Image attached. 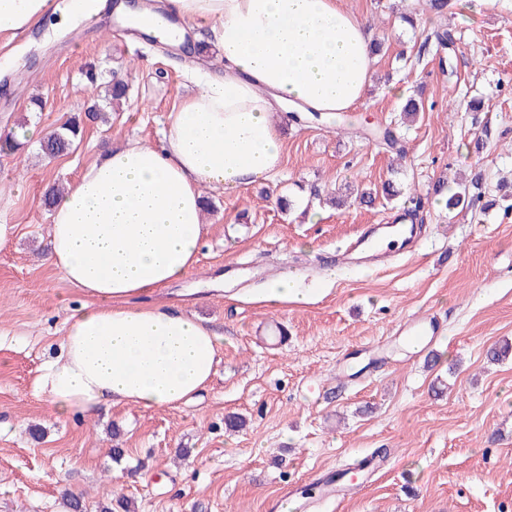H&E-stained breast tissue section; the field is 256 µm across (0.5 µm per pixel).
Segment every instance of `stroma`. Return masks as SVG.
Returning <instances> with one entry per match:
<instances>
[{
	"mask_svg": "<svg viewBox=\"0 0 512 512\" xmlns=\"http://www.w3.org/2000/svg\"><path fill=\"white\" fill-rule=\"evenodd\" d=\"M384 50L355 107L363 126L391 128L404 160L367 139L297 124L287 111L283 158L269 180L209 192L199 261L187 280L155 294L209 319L224 336L210 386L176 408H101L52 416L34 382L54 354L75 293L48 262L45 192L70 184L96 154L137 140L159 145L168 113L224 65L116 33V17L88 23L33 21L24 41L0 50V131L30 121L43 132L79 116L83 134L54 160L26 141L0 152V512H88L111 498L133 512H266L287 487H309L375 449L389 464L356 481L346 500L316 512H512V212L475 215L441 206L438 179L480 174L486 198L512 182V0H458L446 18L455 35L453 73L420 54L422 29L398 15L416 0H340ZM130 85L109 124L93 119L91 63ZM423 112L406 119L405 97ZM43 109L31 111V98ZM489 143L476 150L475 141ZM377 192L374 205L330 203L347 184ZM396 195L384 200V184ZM421 196L416 251L383 269L340 266L351 236L389 224ZM293 200L282 210L280 198ZM303 298L260 296L282 271ZM418 313L442 334L418 351L395 330ZM241 416L243 429L224 418ZM124 457L113 462V448Z\"/></svg>",
	"mask_w": 512,
	"mask_h": 512,
	"instance_id": "stroma-1",
	"label": "stroma"
}]
</instances>
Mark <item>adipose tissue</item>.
<instances>
[{
    "label": "adipose tissue",
    "instance_id": "ef3b65f1",
    "mask_svg": "<svg viewBox=\"0 0 512 512\" xmlns=\"http://www.w3.org/2000/svg\"><path fill=\"white\" fill-rule=\"evenodd\" d=\"M212 28L224 76L167 116L160 146L98 155L49 214L50 261L82 303L34 390L60 418L105 405L175 408L206 388L223 336L154 290L194 269L204 189L265 181L282 160L272 106L331 117L352 110L374 74L369 32L338 0H171ZM50 0H0V33L46 15Z\"/></svg>",
    "mask_w": 512,
    "mask_h": 512
}]
</instances>
